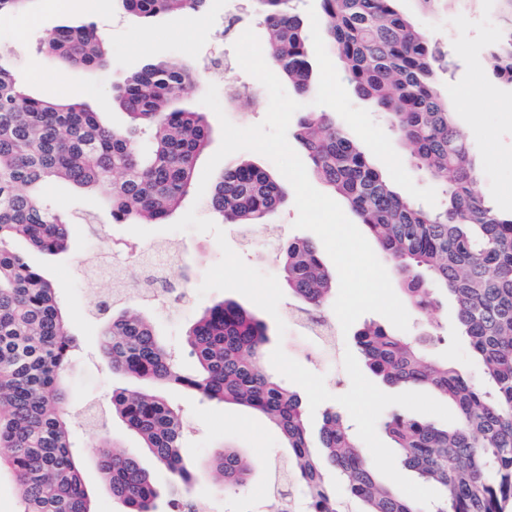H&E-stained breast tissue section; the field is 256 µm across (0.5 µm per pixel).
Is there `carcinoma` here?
Masks as SVG:
<instances>
[{
	"label": "carcinoma",
	"mask_w": 512,
	"mask_h": 512,
	"mask_svg": "<svg viewBox=\"0 0 512 512\" xmlns=\"http://www.w3.org/2000/svg\"><path fill=\"white\" fill-rule=\"evenodd\" d=\"M145 21L198 11L206 0H117ZM398 0H319L324 36L349 82L385 114L391 131L411 145L418 168L443 188L436 209L403 196L368 151L325 112H306L294 132L312 175L341 196L394 264L402 292L418 312L437 296L453 299L460 335L484 385L432 359L416 339L373 323L355 334L366 366L391 385L427 387L451 401L452 424L387 415L382 426L403 465L440 498L425 510L378 478L351 426L333 409L309 429L300 396L261 365L268 327L233 300L207 307L185 333L193 367L163 340L137 304H97L104 316L101 350L112 370L144 384L112 392V412L141 439L171 476L169 512H199L181 458V410L152 390L162 383L255 410L279 430L288 448L278 468L305 495L306 512H505L512 504V215L474 193L478 169L456 131L448 98L435 84L444 62L437 43L397 7ZM295 0H256L266 55L302 97L316 91L308 25ZM40 51L66 66L107 65L111 46L93 22L61 25L40 39ZM494 76L512 83V18L491 52ZM195 67L149 62L112 94L129 116L122 130L74 100H45L25 91L0 53V467L9 468L22 512H93L74 452V416L65 374L77 342L57 288L14 247L41 253L69 250L74 217L44 193L52 182L98 191L119 224H165L189 194L211 130L202 113L175 106L196 88ZM284 192L250 160L229 164L206 198L225 224H264ZM281 281L303 310L325 309L335 278L316 244L281 247ZM82 422L97 431L98 467L127 512H155L156 491L139 458L113 450L101 416ZM207 474L226 488L247 484L251 466L236 449L215 453Z\"/></svg>",
	"instance_id": "carcinoma-1"
}]
</instances>
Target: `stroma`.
<instances>
[{
    "mask_svg": "<svg viewBox=\"0 0 512 512\" xmlns=\"http://www.w3.org/2000/svg\"><path fill=\"white\" fill-rule=\"evenodd\" d=\"M298 10L309 24L310 47L315 61V97L304 100L307 111L326 112L370 150L376 166L391 179L400 192L426 205H437L439 188L413 162L412 149L388 129L382 112L359 99L351 91L343 63L329 53L323 41L318 0H297ZM400 9L421 30L447 47L454 62L450 72L438 73L437 82L454 112L457 130L467 142L480 167L475 192L499 211H512V84L493 78L484 66L488 50L503 33L506 12L502 0H439L427 7L420 0H400ZM232 14L229 0H207L204 11L162 16L143 21L123 12L112 0H74L71 8L59 9L55 0H36L33 7L17 14L0 15V47L11 51L19 80L31 94L44 99L72 98L99 112L106 124L125 128L126 114L112 107V93L146 62L181 66L190 62L203 71L196 91L189 96V107L203 111L211 129V141L199 157L198 168H205L221 143L220 117L236 126L261 123L267 113L269 96L264 86L234 64L233 45L242 31L262 34L254 13H247L235 30L225 31ZM95 22L107 35L112 61L102 69L67 67L46 59L39 51V39L57 26L74 22ZM231 60L223 79H215L207 70L213 59ZM239 87L240 97L223 104L221 113L204 109L201 100L209 85ZM286 197L281 208L267 223L243 233L234 224L224 225L228 244L250 266L265 274H276L277 265L261 248L266 238L276 245L294 239L311 238L308 230L295 228L298 217L295 192L284 184ZM56 206L66 212H79L81 219L72 225L73 247L68 256L49 257L30 254L29 260L42 268L58 290L60 302L69 314L78 343L77 362L68 381L74 411L95 408L107 422L114 444L138 456L150 472L159 493L157 512H168L170 476L158 466L139 437L112 414V392L135 389V382L112 372L99 351L102 324L92 311L96 295L111 289L110 280L95 277V267L117 253V269L129 287L143 284L146 273L138 256L151 245L180 244L186 274L181 292L168 294L148 304L147 311L162 331L167 344L185 353L184 334L189 324L214 302L230 299L249 306L248 298L230 291H212L198 295L208 269L218 263L221 250L213 234L203 232H165L157 224H116L101 207L98 197L79 195L65 186L51 190ZM438 321L443 342L425 334L427 319ZM452 300H440L431 316L411 313L408 334L420 339L431 356L461 367L471 380L479 374L472 362L467 343L456 335ZM271 344L282 345L284 352L310 371L324 375L325 386L333 395L345 394L351 381L343 366L344 351L353 347V336L337 333L335 350H327L295 327L285 334H271ZM168 398L184 417L187 439L182 450L184 465L197 471L191 487L201 512H271L270 502L257 498L253 486L272 478V468L283 456L282 440L276 429L257 413L236 405H217L199 400L183 389H170ZM79 448L76 455L92 500L94 512H126L115 499L99 473L95 455L97 434L76 426ZM224 448H235L252 464L251 485L227 491L200 476L207 458Z\"/></svg>",
    "mask_w": 512,
    "mask_h": 512,
    "instance_id": "35a3bbf8",
    "label": "stroma"
}]
</instances>
